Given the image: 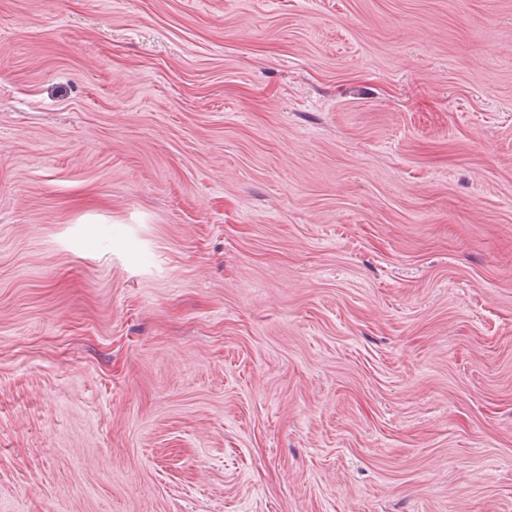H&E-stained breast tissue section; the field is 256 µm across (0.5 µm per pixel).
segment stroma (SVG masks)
<instances>
[{
  "mask_svg": "<svg viewBox=\"0 0 512 512\" xmlns=\"http://www.w3.org/2000/svg\"><path fill=\"white\" fill-rule=\"evenodd\" d=\"M0 512H512V0H0Z\"/></svg>",
  "mask_w": 512,
  "mask_h": 512,
  "instance_id": "35a3bbf8",
  "label": "stroma"
}]
</instances>
